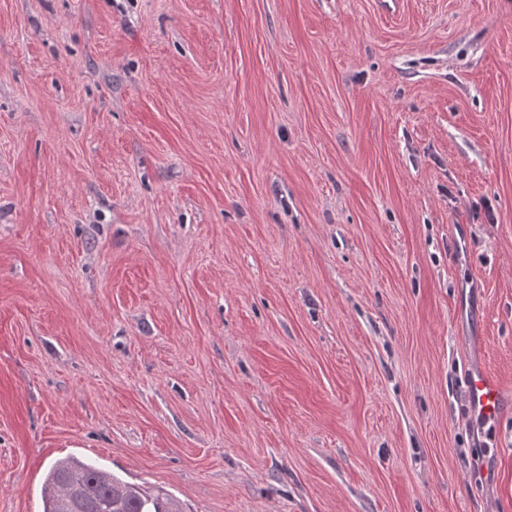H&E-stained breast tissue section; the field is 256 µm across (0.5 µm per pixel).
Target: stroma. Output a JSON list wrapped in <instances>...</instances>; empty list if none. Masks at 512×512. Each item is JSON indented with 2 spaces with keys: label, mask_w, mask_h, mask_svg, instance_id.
I'll list each match as a JSON object with an SVG mask.
<instances>
[{
  "label": "stroma",
  "mask_w": 512,
  "mask_h": 512,
  "mask_svg": "<svg viewBox=\"0 0 512 512\" xmlns=\"http://www.w3.org/2000/svg\"><path fill=\"white\" fill-rule=\"evenodd\" d=\"M476 361L512 392V0H0V512L66 456L512 512ZM506 391L501 381L488 373L482 366L472 368L468 374L465 388V402L470 418L486 429H491L492 439L504 413Z\"/></svg>",
  "instance_id": "stroma-1"
}]
</instances>
